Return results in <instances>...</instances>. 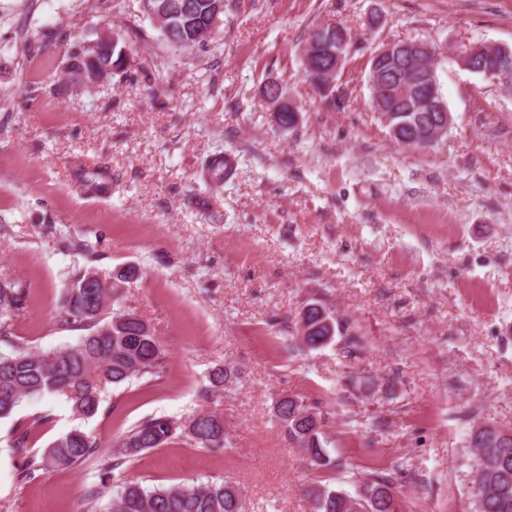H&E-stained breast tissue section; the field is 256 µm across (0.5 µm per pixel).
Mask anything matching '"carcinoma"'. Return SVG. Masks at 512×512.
<instances>
[{"instance_id":"cac0c4a2","label":"carcinoma","mask_w":512,"mask_h":512,"mask_svg":"<svg viewBox=\"0 0 512 512\" xmlns=\"http://www.w3.org/2000/svg\"><path fill=\"white\" fill-rule=\"evenodd\" d=\"M193 11L175 19L171 32L158 27L161 37L173 48L187 49L205 42L204 19L213 11V0H190ZM129 54L110 39H101L67 55L70 73L87 83H94L121 70ZM372 109L389 116L387 129L402 124L400 135L392 136L406 147H418L412 140L415 113L407 111L404 100L377 93L374 74L368 73ZM84 182L91 193L107 195L111 186L103 172H85ZM93 269L86 266L72 270L56 315L57 324L81 330L77 343L46 352H34L20 345L9 354H0V419L12 415L26 399L44 395H62L75 414L94 416L102 393L109 385L118 386L133 379L154 380L164 368L163 351L151 324L128 306H121L120 284L135 276L132 269L115 274L110 284H86ZM26 286L17 280L0 279V338L12 335L14 322L25 307ZM299 333L303 345L321 348L337 336L349 335L346 326L321 300L305 304L299 313ZM276 418L288 440L301 448L317 470L336 468L331 457V440L324 432L325 416L319 407L294 396L281 397L274 406ZM193 444L199 448H225L224 419L200 412L179 421L165 416L142 420L104 448L79 428L55 439L40 463H26L18 472L20 481L34 479L39 471L78 469L96 459L104 474L127 460L161 446L174 443ZM476 458L472 495L481 512H512V440L505 442L498 432L478 425L469 435ZM397 480L382 471L364 475L352 495L329 483L316 482L309 490L314 512H351L352 501L360 500L364 512H399ZM110 496L103 512H243L244 497L235 485L224 480L206 484L180 483L145 487L130 481L110 490L101 482L88 495L91 503Z\"/></svg>"}]
</instances>
